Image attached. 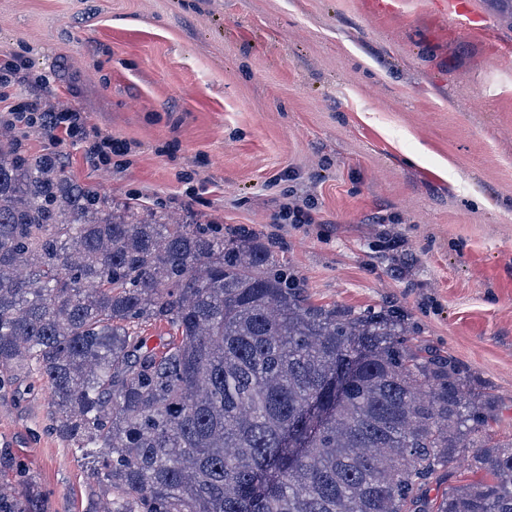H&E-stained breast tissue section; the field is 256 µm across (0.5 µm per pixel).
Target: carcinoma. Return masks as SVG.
Listing matches in <instances>:
<instances>
[{
  "label": "carcinoma",
  "mask_w": 512,
  "mask_h": 512,
  "mask_svg": "<svg viewBox=\"0 0 512 512\" xmlns=\"http://www.w3.org/2000/svg\"><path fill=\"white\" fill-rule=\"evenodd\" d=\"M0 152V385L33 368L102 512H512V441L394 310L317 305L246 236L145 221ZM164 323L151 347L134 331ZM0 512H47L33 490ZM474 478L466 461H461L453 465L449 470L441 471L437 479H433L432 483L429 485L426 494V510L432 512V507H435L439 503L441 497L446 492L448 493V488L469 483Z\"/></svg>",
  "instance_id": "obj_1"
}]
</instances>
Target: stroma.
Returning <instances> with one entry per match:
<instances>
[{
	"mask_svg": "<svg viewBox=\"0 0 512 512\" xmlns=\"http://www.w3.org/2000/svg\"><path fill=\"white\" fill-rule=\"evenodd\" d=\"M468 30L432 0H0V57L28 74L0 116L39 99L128 144L112 168L81 143L72 180L142 217L248 232L319 305L394 309L409 338L461 364L512 441V0ZM312 199L314 221L289 203ZM38 374L0 389V489L93 512L99 487L50 429Z\"/></svg>",
	"mask_w": 512,
	"mask_h": 512,
	"instance_id": "35a3bbf8",
	"label": "stroma"
}]
</instances>
